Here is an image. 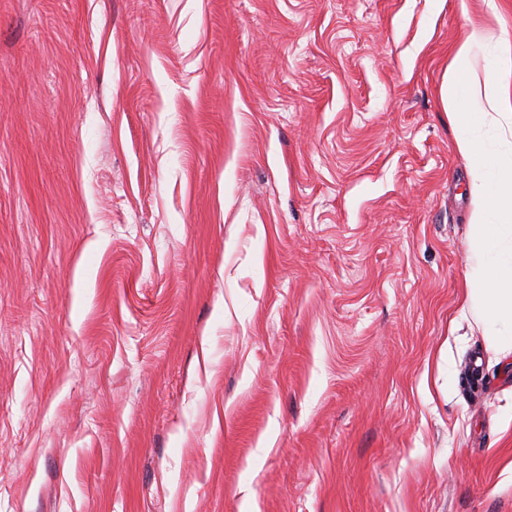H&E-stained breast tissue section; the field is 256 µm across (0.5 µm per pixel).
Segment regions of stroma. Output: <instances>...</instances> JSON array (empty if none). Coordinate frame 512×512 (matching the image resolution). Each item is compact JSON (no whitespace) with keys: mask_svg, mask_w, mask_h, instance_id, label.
<instances>
[{"mask_svg":"<svg viewBox=\"0 0 512 512\" xmlns=\"http://www.w3.org/2000/svg\"><path fill=\"white\" fill-rule=\"evenodd\" d=\"M512 0H0V512H512L440 88Z\"/></svg>","mask_w":512,"mask_h":512,"instance_id":"stroma-1","label":"stroma"}]
</instances>
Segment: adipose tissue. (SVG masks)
I'll use <instances>...</instances> for the list:
<instances>
[{"label": "adipose tissue", "mask_w": 512, "mask_h": 512, "mask_svg": "<svg viewBox=\"0 0 512 512\" xmlns=\"http://www.w3.org/2000/svg\"><path fill=\"white\" fill-rule=\"evenodd\" d=\"M487 37L473 29L448 65L442 100L459 131L457 144L468 160L471 178V223L475 251L467 273L466 308L489 330L488 341L498 352L512 354V151L493 153L472 138L486 113L477 102L486 99L512 128V41L500 39L495 65L477 72L471 50Z\"/></svg>", "instance_id": "1"}]
</instances>
